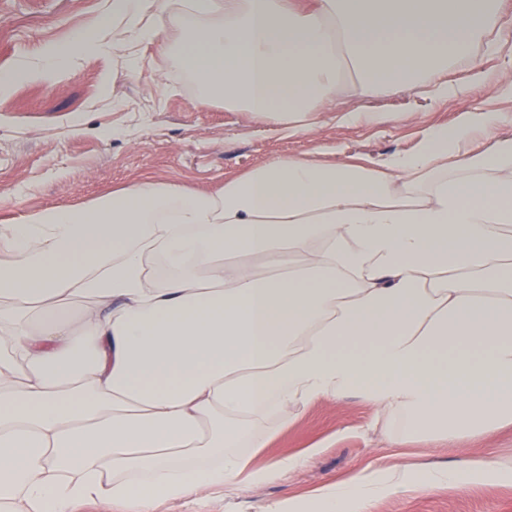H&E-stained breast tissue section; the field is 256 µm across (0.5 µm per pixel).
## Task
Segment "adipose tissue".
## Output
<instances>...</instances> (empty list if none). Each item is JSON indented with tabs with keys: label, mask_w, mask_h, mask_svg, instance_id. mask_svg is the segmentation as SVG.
<instances>
[{
	"label": "adipose tissue",
	"mask_w": 512,
	"mask_h": 512,
	"mask_svg": "<svg viewBox=\"0 0 512 512\" xmlns=\"http://www.w3.org/2000/svg\"><path fill=\"white\" fill-rule=\"evenodd\" d=\"M160 16L165 30L146 22ZM102 26L179 57L200 101L303 130L363 97L451 94L512 35L499 0H109ZM474 108L411 153L276 158L214 192L153 179L0 225V512H158L250 469L291 410L361 396L411 436L512 424V139ZM512 478L495 456L364 469L260 512Z\"/></svg>",
	"instance_id": "ef3b65f1"
}]
</instances>
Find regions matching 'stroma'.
I'll return each mask as SVG.
<instances>
[{"label":"stroma","instance_id":"1","mask_svg":"<svg viewBox=\"0 0 512 512\" xmlns=\"http://www.w3.org/2000/svg\"><path fill=\"white\" fill-rule=\"evenodd\" d=\"M106 6V0H0V73L36 67L43 48L76 34L100 35ZM509 71L507 47L477 68L462 60L450 65L448 78L461 91L445 99L413 90L361 98L345 85L332 110L296 132L248 112L200 104L194 79L176 57L160 55L152 44L86 51L60 75L19 78L0 89V194L10 196L0 205V223L82 205L146 178L209 192L288 154L338 165L412 152L427 130L457 124L473 107L512 114V99L497 81ZM351 110L379 119L363 126L338 120V112ZM374 419L373 406L356 395L297 410L253 465L300 455L302 465L232 495L200 491L193 500L167 503L163 512H258L266 502L306 498L368 466H452L488 452L512 465V426L491 438L428 444L414 438L394 448L372 429ZM372 512H512V480L474 484L464 493L441 487L381 498Z\"/></svg>","mask_w":512,"mask_h":512}]
</instances>
